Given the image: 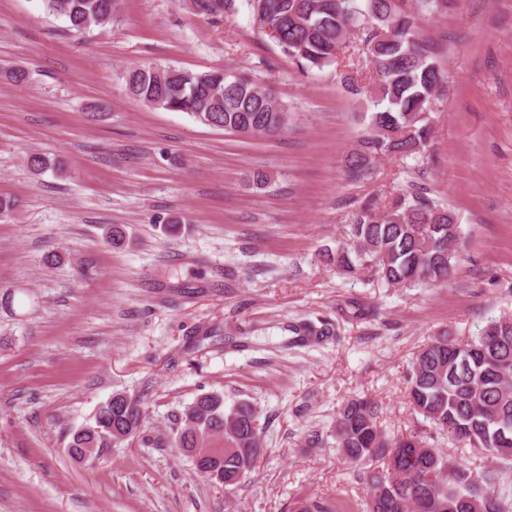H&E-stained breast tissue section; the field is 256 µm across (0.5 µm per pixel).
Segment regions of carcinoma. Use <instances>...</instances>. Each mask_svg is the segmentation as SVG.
<instances>
[{
  "label": "carcinoma",
  "instance_id": "obj_1",
  "mask_svg": "<svg viewBox=\"0 0 512 512\" xmlns=\"http://www.w3.org/2000/svg\"><path fill=\"white\" fill-rule=\"evenodd\" d=\"M49 16L63 18L78 33L112 23L113 0H40ZM254 24L302 69L335 66L347 89L359 92L353 65L340 58L358 36L366 46L372 89L368 128L344 159L351 179L369 174L384 156L409 157L427 142L431 100L446 81L431 45L420 37L417 17L440 14L448 0H414L415 13L395 0H265ZM197 15L238 10L237 0H190ZM127 95L156 110L184 112L194 120L239 136H274L287 129L288 105L259 79L223 69L192 72L138 66L123 75ZM28 168L64 174L63 163L42 154ZM348 240L325 261L346 275L368 270L389 286L447 282L459 252L458 218L447 206L418 192L397 196L380 214L364 208L346 231ZM415 412L467 445L472 453L512 463V316L490 321L466 340L444 331L416 353L408 381ZM143 401L112 395L93 423L75 431L68 454L93 462L122 435L134 437L144 419ZM259 414L241 400L224 407V395L204 393L176 419V442L187 454L224 440L209 467H197L229 491L263 454ZM336 447L370 488L366 512H512V489L500 466L477 474L424 438H388L372 404L350 399L336 416ZM383 463L384 468L375 467Z\"/></svg>",
  "mask_w": 512,
  "mask_h": 512
}]
</instances>
